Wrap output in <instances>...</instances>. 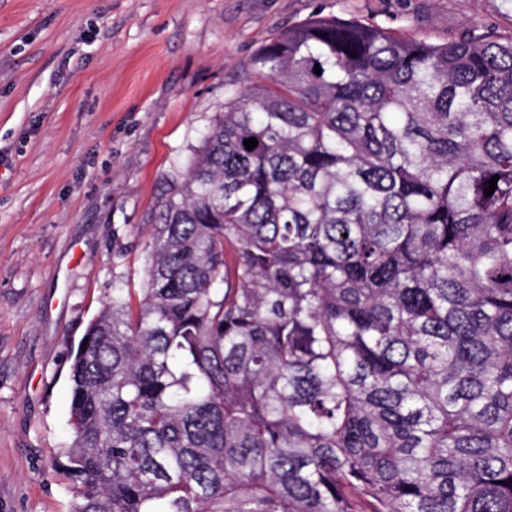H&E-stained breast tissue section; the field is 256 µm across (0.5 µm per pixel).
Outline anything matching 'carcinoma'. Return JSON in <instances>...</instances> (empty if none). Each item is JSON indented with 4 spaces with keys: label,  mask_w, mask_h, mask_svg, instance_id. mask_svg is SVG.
Returning a JSON list of instances; mask_svg holds the SVG:
<instances>
[{
    "label": "carcinoma",
    "mask_w": 512,
    "mask_h": 512,
    "mask_svg": "<svg viewBox=\"0 0 512 512\" xmlns=\"http://www.w3.org/2000/svg\"><path fill=\"white\" fill-rule=\"evenodd\" d=\"M249 69L73 355V512H512V35Z\"/></svg>",
    "instance_id": "cac0c4a2"
}]
</instances>
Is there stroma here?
I'll list each match as a JSON object with an SVG mask.
<instances>
[{"instance_id":"stroma-1","label":"stroma","mask_w":512,"mask_h":512,"mask_svg":"<svg viewBox=\"0 0 512 512\" xmlns=\"http://www.w3.org/2000/svg\"><path fill=\"white\" fill-rule=\"evenodd\" d=\"M316 13L512 33V0H0V512H72L70 347L142 287L163 175Z\"/></svg>"}]
</instances>
